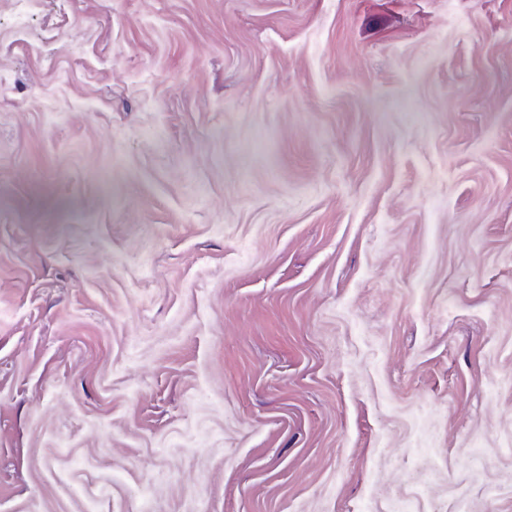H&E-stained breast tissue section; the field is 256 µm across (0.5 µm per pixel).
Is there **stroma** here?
<instances>
[{
  "label": "stroma",
  "instance_id": "35a3bbf8",
  "mask_svg": "<svg viewBox=\"0 0 512 512\" xmlns=\"http://www.w3.org/2000/svg\"><path fill=\"white\" fill-rule=\"evenodd\" d=\"M0 512H512V0H0Z\"/></svg>",
  "mask_w": 512,
  "mask_h": 512
}]
</instances>
